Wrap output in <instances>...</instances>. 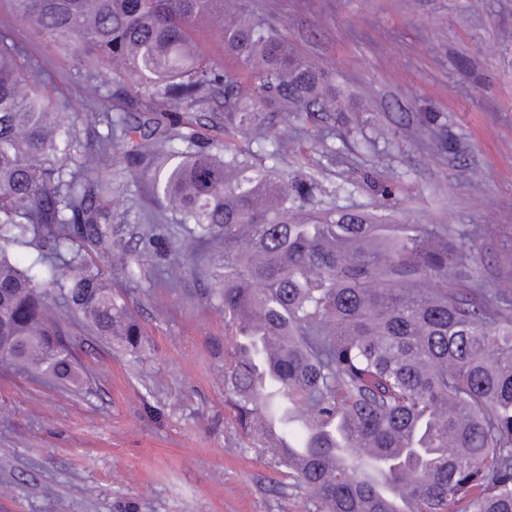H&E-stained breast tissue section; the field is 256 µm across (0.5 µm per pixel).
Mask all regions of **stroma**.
<instances>
[{
    "label": "stroma",
    "mask_w": 512,
    "mask_h": 512,
    "mask_svg": "<svg viewBox=\"0 0 512 512\" xmlns=\"http://www.w3.org/2000/svg\"><path fill=\"white\" fill-rule=\"evenodd\" d=\"M297 54L331 73L344 111L301 122L275 171L314 176L326 205L400 224L477 225V277L512 288V0H246ZM83 109L85 72L36 35L9 0L0 30ZM436 122L438 141L417 126ZM115 221L137 237L149 203L112 167ZM144 330L134 357L77 334L81 389L0 373V512H305L268 453L224 406V314L201 261L175 279L110 264Z\"/></svg>",
    "instance_id": "stroma-1"
}]
</instances>
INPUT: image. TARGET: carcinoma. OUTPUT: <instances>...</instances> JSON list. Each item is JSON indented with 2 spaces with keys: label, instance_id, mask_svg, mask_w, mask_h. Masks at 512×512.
I'll return each mask as SVG.
<instances>
[{
  "label": "carcinoma",
  "instance_id": "cac0c4a2",
  "mask_svg": "<svg viewBox=\"0 0 512 512\" xmlns=\"http://www.w3.org/2000/svg\"><path fill=\"white\" fill-rule=\"evenodd\" d=\"M78 70L112 72L124 107L66 112L37 64L0 32V370L88 382L74 328L138 354L143 331L93 256L153 259L160 220L187 233L164 248L169 276L209 246L224 310V396L236 425L305 492L308 512H512V290L484 288L446 224H388L315 207L314 178L275 175L254 154L206 145L177 112L253 133L268 157L294 139L264 127L340 112L325 68L240 0H10ZM219 27L250 81L213 66L195 36ZM103 124L106 132L96 130ZM157 207L143 248L115 251L112 162ZM34 248L26 265L15 245Z\"/></svg>",
  "mask_w": 512,
  "mask_h": 512
}]
</instances>
